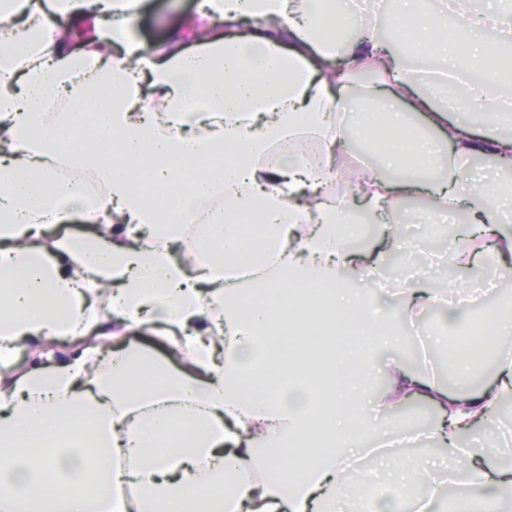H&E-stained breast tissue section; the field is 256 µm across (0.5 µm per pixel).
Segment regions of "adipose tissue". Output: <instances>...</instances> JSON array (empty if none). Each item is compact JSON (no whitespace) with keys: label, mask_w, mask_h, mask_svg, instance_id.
<instances>
[{"label":"adipose tissue","mask_w":512,"mask_h":512,"mask_svg":"<svg viewBox=\"0 0 512 512\" xmlns=\"http://www.w3.org/2000/svg\"><path fill=\"white\" fill-rule=\"evenodd\" d=\"M430 21L396 0L409 37L384 46L349 0H200L145 46V0H0V512H334L347 461L379 440L362 402L376 336L443 302L357 287L359 223H397L402 188L423 221L469 200L475 235L512 247V188L459 176L512 162L497 72L512 24L480 38L468 0ZM434 49L427 76L405 54ZM466 82L470 106L437 107ZM365 118L381 165L353 172L354 211L329 189ZM69 166L102 185L93 197ZM87 224V233L60 227ZM148 328L180 363L104 344ZM27 367L15 361L27 344ZM298 382L279 398L282 371ZM512 394L461 393L394 365L375 402L438 406L449 453ZM459 470L404 463L395 485L433 512L512 494V448H474ZM130 485L138 492L123 497ZM461 177L469 182L489 183L495 180L493 171L481 155H475L461 172Z\"/></svg>","instance_id":"ef3b65f1"}]
</instances>
